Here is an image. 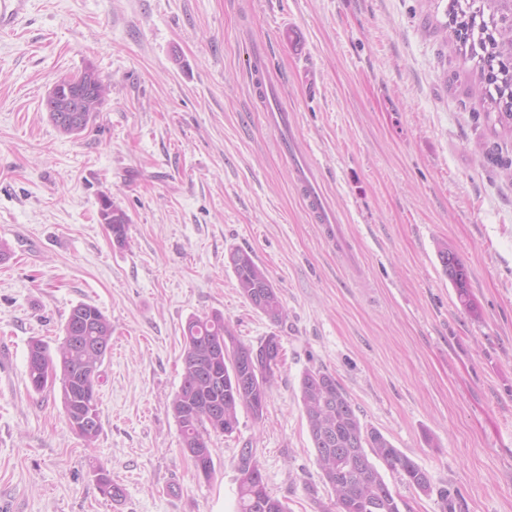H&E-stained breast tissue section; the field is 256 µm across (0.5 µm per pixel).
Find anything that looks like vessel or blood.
I'll return each mask as SVG.
<instances>
[{"instance_id": "vessel-or-blood-1", "label": "vessel or blood", "mask_w": 512, "mask_h": 512, "mask_svg": "<svg viewBox=\"0 0 512 512\" xmlns=\"http://www.w3.org/2000/svg\"><path fill=\"white\" fill-rule=\"evenodd\" d=\"M26 0H0V32L14 30L22 17ZM268 57L266 48L253 51L259 68L253 69L251 78L256 91V99L261 104L267 124L278 134L279 151L286 161L292 181L301 195L315 223L325 225L332 240H339L337 210L328 202L317 167L300 152L295 135L290 127L288 111L282 107L268 83V72L262 63Z\"/></svg>"}]
</instances>
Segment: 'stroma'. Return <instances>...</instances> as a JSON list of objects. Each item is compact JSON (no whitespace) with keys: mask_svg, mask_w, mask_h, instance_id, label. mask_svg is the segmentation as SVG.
<instances>
[{"mask_svg":"<svg viewBox=\"0 0 512 512\" xmlns=\"http://www.w3.org/2000/svg\"><path fill=\"white\" fill-rule=\"evenodd\" d=\"M450 0H28L0 37V512H236L240 448L257 450L288 512H324L299 393L330 372L361 421L425 469L424 495L385 481L401 512H512V133L487 119ZM297 25L302 54L281 42ZM344 220L341 255L314 223L251 95L255 45ZM94 65L107 100L65 136L43 101ZM128 218L118 247L100 216ZM466 265L465 310L437 250ZM266 269L288 311L273 327L241 295L230 250ZM112 321L101 432L70 429L60 389L33 392L31 338L71 308ZM221 313L248 344L277 334L262 420L211 438L215 473L180 448L171 400L189 317ZM104 467L125 490L111 502Z\"/></svg>","mask_w":512,"mask_h":512,"instance_id":"obj_1","label":"stroma"}]
</instances>
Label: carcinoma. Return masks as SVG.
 Wrapping results in <instances>:
<instances>
[{
  "mask_svg": "<svg viewBox=\"0 0 512 512\" xmlns=\"http://www.w3.org/2000/svg\"><path fill=\"white\" fill-rule=\"evenodd\" d=\"M510 12L512 0H470L453 24L461 27L475 16L484 18L496 36L482 43V52L492 57L512 56ZM79 76L80 85L58 82L44 101L50 121L64 135L85 131L105 102L107 85L99 72L89 64ZM84 94L92 95L90 111L76 122L69 107ZM491 102L499 109L498 118L512 126V81L506 82ZM99 215L114 242L126 246L129 220L125 213L104 198ZM438 258L456 289L458 301L464 309H472L464 263L446 245L438 249ZM228 259L241 295L272 324H282L287 311L267 271L240 249L230 251ZM63 333L53 353L42 340L30 341L27 378L37 393L57 382L61 384L69 427L79 426L75 434L90 447L101 431L96 383L111 348L112 323L97 306L80 303L70 310ZM281 357V339L275 333L253 346L235 336L218 312L187 320L183 328L182 381L172 398L171 410L179 426L183 453L192 461L199 458L206 463L205 479L214 472L211 434L235 433L242 409L257 421L264 417L268 391ZM299 390L312 448L322 480L334 495L336 512H401L403 500L385 481L379 462L399 474L408 486L425 495L432 493L428 473L379 430L369 429L361 422L351 398L330 372L321 368L306 370ZM235 469L237 512H288L286 504L268 490L256 449H239ZM96 481L99 491L112 500L125 497L124 488L112 482L104 469H98Z\"/></svg>",
  "mask_w": 512,
  "mask_h": 512,
  "instance_id": "cac0c4a2",
  "label": "carcinoma"
}]
</instances>
